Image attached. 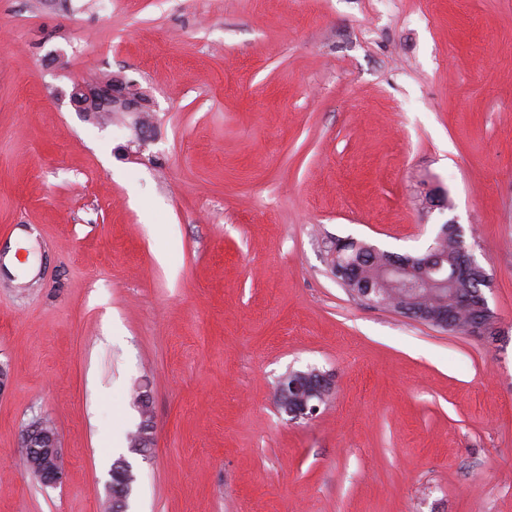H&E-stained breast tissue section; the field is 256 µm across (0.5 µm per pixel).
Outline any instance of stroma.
Returning <instances> with one entry per match:
<instances>
[{"instance_id":"obj_1","label":"stroma","mask_w":512,"mask_h":512,"mask_svg":"<svg viewBox=\"0 0 512 512\" xmlns=\"http://www.w3.org/2000/svg\"><path fill=\"white\" fill-rule=\"evenodd\" d=\"M154 102L72 109L103 75ZM447 209L417 200L433 187ZM458 224L498 339L351 295L323 244ZM0 512H512V0H0ZM311 368L309 419L276 400ZM151 400L154 445L113 450ZM58 434L43 486L22 432ZM37 232H28L25 230H16L13 238L8 242L10 247L4 257V268L12 274L31 273L34 271L36 263L32 254L22 259L19 254L20 248H28L35 244L34 240ZM333 388L331 376L319 370L287 373L277 386V402L288 416L309 418L318 411Z\"/></svg>"}]
</instances>
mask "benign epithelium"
I'll return each mask as SVG.
<instances>
[{
    "label": "benign epithelium",
    "instance_id": "benign-epithelium-1",
    "mask_svg": "<svg viewBox=\"0 0 512 512\" xmlns=\"http://www.w3.org/2000/svg\"><path fill=\"white\" fill-rule=\"evenodd\" d=\"M95 104L108 105L112 111L130 112L139 116L151 111L148 95L137 84L126 80L122 76L112 75L106 81H99L92 85L74 84L70 93V105L77 112H87ZM460 253L459 269L466 272L478 266L475 259L468 253V247L462 237V230L454 226ZM439 272V279L448 278V272L442 270L440 257L435 247L428 248L420 256L418 267L411 269L399 263L390 262L382 269L381 280L387 286H394L397 282L413 278L419 280L430 272ZM459 308H474L481 316L475 319L474 335L497 336L499 330L496 322L482 318L488 312L489 305L483 291L473 294L457 293L450 301V306L431 315L436 325L446 326L454 312ZM333 379L330 375L319 370L310 372L288 373L280 378L277 386V402L279 407L289 416L300 419L313 416L325 396L332 393ZM143 423L136 433L138 451L145 454L154 445V438L149 424L150 400L143 395L138 400ZM22 444L25 448V459L35 471L40 481L46 486H57L63 483L64 467L58 446L55 428L46 421H39L26 428L22 434ZM120 484L110 483L112 508L115 512H126L125 501L131 493L132 480L124 476H117Z\"/></svg>",
    "mask_w": 512,
    "mask_h": 512
}]
</instances>
